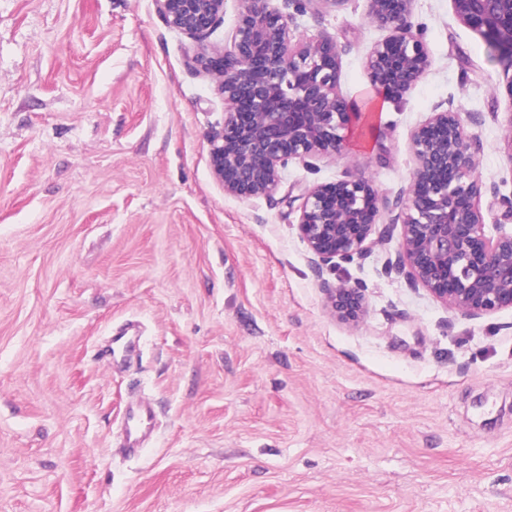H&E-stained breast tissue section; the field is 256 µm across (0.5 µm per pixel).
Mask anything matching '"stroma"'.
<instances>
[{
    "label": "stroma",
    "instance_id": "stroma-1",
    "mask_svg": "<svg viewBox=\"0 0 512 512\" xmlns=\"http://www.w3.org/2000/svg\"><path fill=\"white\" fill-rule=\"evenodd\" d=\"M270 5L333 38L341 94L372 105L339 156L240 200L210 166L224 100L156 0H0V512H512V310L464 316L388 267L435 110L475 136L487 223L512 220L507 65L451 0H414L431 65L395 101L365 69L390 35L367 0ZM350 176L388 234L324 263L302 195ZM129 320L138 350L100 362ZM134 399L156 422L128 455ZM330 304L336 316L346 323H357L366 313L362 288L340 286L331 292Z\"/></svg>",
    "mask_w": 512,
    "mask_h": 512
}]
</instances>
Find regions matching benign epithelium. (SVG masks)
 <instances>
[{
	"instance_id": "benign-epithelium-1",
	"label": "benign epithelium",
	"mask_w": 512,
	"mask_h": 512,
	"mask_svg": "<svg viewBox=\"0 0 512 512\" xmlns=\"http://www.w3.org/2000/svg\"><path fill=\"white\" fill-rule=\"evenodd\" d=\"M169 25L194 37L217 30L224 0H156ZM231 48L205 49L196 63L217 84L224 121L210 136V163L224 193L270 197L292 160L340 155L345 131L358 119L339 91L340 57L327 36L294 38L288 18L267 0H236ZM412 0H368V16L391 30L368 53L370 81L402 98L429 69L426 49L408 24ZM459 20L493 46L512 67V0H452ZM474 139L460 113L442 109L411 137L413 182L401 219V249L411 277L464 316L512 308V230L488 224ZM380 219L377 195L363 178L319 183L303 194L297 229L324 262L366 254ZM336 316L359 322L363 290L341 286L330 294Z\"/></svg>"
}]
</instances>
